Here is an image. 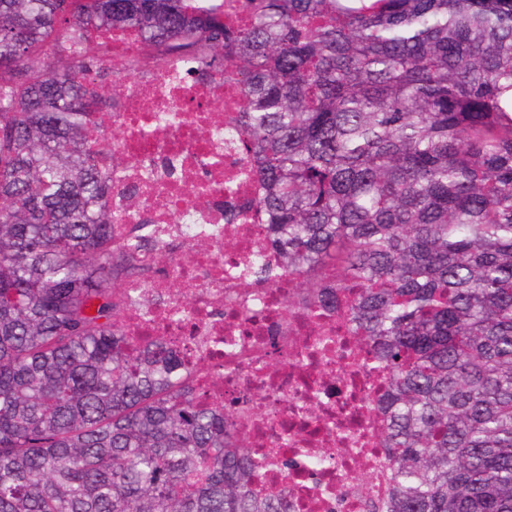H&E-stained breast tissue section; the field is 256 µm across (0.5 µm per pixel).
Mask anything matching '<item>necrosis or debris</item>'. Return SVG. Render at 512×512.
Masks as SVG:
<instances>
[{
  "mask_svg": "<svg viewBox=\"0 0 512 512\" xmlns=\"http://www.w3.org/2000/svg\"><path fill=\"white\" fill-rule=\"evenodd\" d=\"M91 37L106 45L123 79L119 102L91 114L110 142L100 161L120 172L103 205L115 244L135 248L145 270L121 286L122 325L175 345L204 402H235L249 448L267 461L254 478L258 495L287 496L290 512H365L352 486L386 488L385 419L369 410L382 382L363 368L336 309L313 319L287 279L270 288L237 276L259 259L279 269L260 215L224 221L225 209L262 191L250 153L224 136L238 88L223 75L157 59L135 30ZM173 111L180 125L141 137L142 126ZM228 341L236 357L225 356ZM287 446L326 463L296 466Z\"/></svg>",
  "mask_w": 512,
  "mask_h": 512,
  "instance_id": "obj_1",
  "label": "necrosis or debris"
}]
</instances>
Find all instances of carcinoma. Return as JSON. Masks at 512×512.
<instances>
[{
	"mask_svg": "<svg viewBox=\"0 0 512 512\" xmlns=\"http://www.w3.org/2000/svg\"><path fill=\"white\" fill-rule=\"evenodd\" d=\"M0 0V512H290L164 339L119 317L91 31L237 84L280 273L387 391L368 512H512V0ZM332 268L327 288L313 278Z\"/></svg>",
	"mask_w": 512,
	"mask_h": 512,
	"instance_id": "1",
	"label": "carcinoma"
}]
</instances>
